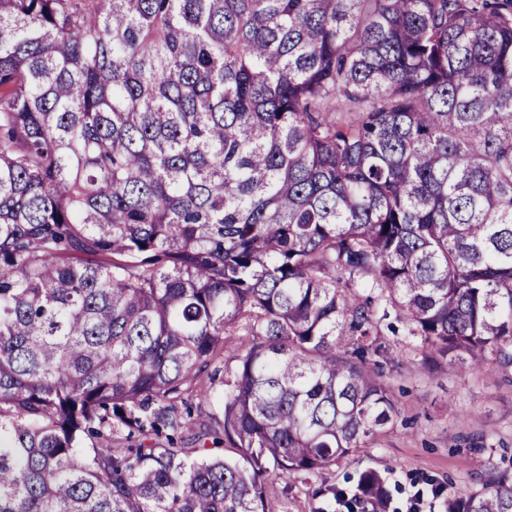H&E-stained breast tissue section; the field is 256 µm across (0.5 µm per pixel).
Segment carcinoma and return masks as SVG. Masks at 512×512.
<instances>
[{
  "mask_svg": "<svg viewBox=\"0 0 512 512\" xmlns=\"http://www.w3.org/2000/svg\"><path fill=\"white\" fill-rule=\"evenodd\" d=\"M396 322L512 369V0H0V512H280L397 420Z\"/></svg>",
  "mask_w": 512,
  "mask_h": 512,
  "instance_id": "carcinoma-1",
  "label": "carcinoma"
}]
</instances>
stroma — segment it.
<instances>
[{"label": "stroma", "instance_id": "1", "mask_svg": "<svg viewBox=\"0 0 512 512\" xmlns=\"http://www.w3.org/2000/svg\"><path fill=\"white\" fill-rule=\"evenodd\" d=\"M378 370L398 401V422L321 476L277 480L283 512H341L321 488L355 489L367 470L382 478L389 512H406L431 482L461 491L475 486L485 463L512 469V372L489 378L478 366L462 376L429 374L407 361Z\"/></svg>", "mask_w": 512, "mask_h": 512}]
</instances>
